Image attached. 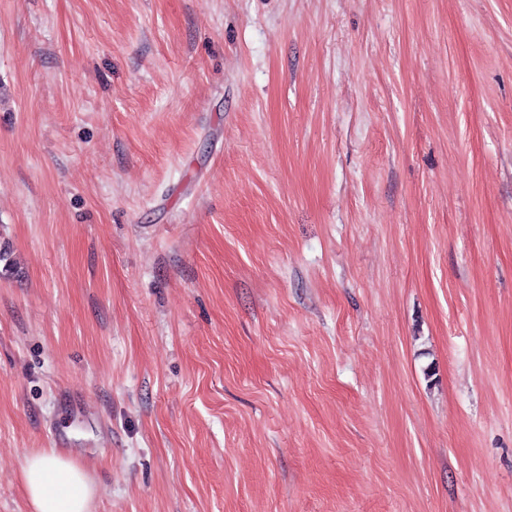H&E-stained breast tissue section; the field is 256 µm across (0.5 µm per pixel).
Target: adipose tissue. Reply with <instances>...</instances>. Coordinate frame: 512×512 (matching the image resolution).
<instances>
[{
  "label": "adipose tissue",
  "mask_w": 512,
  "mask_h": 512,
  "mask_svg": "<svg viewBox=\"0 0 512 512\" xmlns=\"http://www.w3.org/2000/svg\"><path fill=\"white\" fill-rule=\"evenodd\" d=\"M31 512H89L95 495L87 471L71 455L37 452L22 469Z\"/></svg>",
  "instance_id": "1"
}]
</instances>
